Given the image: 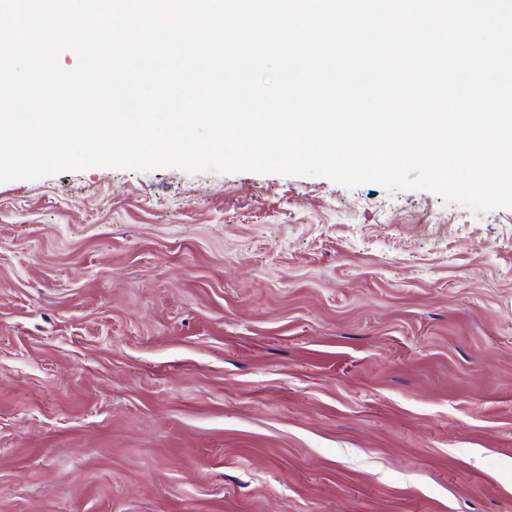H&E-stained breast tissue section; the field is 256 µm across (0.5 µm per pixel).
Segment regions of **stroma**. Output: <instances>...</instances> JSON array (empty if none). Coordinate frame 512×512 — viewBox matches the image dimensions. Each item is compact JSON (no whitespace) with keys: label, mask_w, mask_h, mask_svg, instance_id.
Segmentation results:
<instances>
[{"label":"stroma","mask_w":512,"mask_h":512,"mask_svg":"<svg viewBox=\"0 0 512 512\" xmlns=\"http://www.w3.org/2000/svg\"><path fill=\"white\" fill-rule=\"evenodd\" d=\"M0 512H512V209L0 183Z\"/></svg>","instance_id":"obj_1"}]
</instances>
